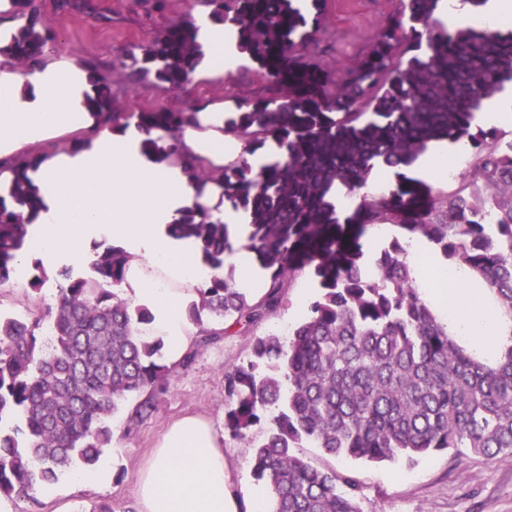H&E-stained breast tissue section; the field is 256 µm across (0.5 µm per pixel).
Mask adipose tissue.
Returning a JSON list of instances; mask_svg holds the SVG:
<instances>
[{
  "mask_svg": "<svg viewBox=\"0 0 512 512\" xmlns=\"http://www.w3.org/2000/svg\"><path fill=\"white\" fill-rule=\"evenodd\" d=\"M195 25L204 53L200 71L234 70L240 58L234 29L207 15L197 16ZM90 93L88 73L75 62L48 65L31 76L0 69V160L63 134L77 115L91 132L87 148L44 156L30 172L41 209L27 244L49 266L80 261L91 240L102 235L123 245L132 256L126 295L154 316L141 333L162 339L176 360L189 349L195 331L186 312L198 298L197 260L189 243L174 242L167 227L197 204L231 229L241 222L225 213L218 184L196 191L176 160L146 155L145 135L136 127L99 129L88 107ZM178 140L181 155L222 169L223 105L196 108ZM414 276L422 297L471 352L490 356L512 346V333L485 300L486 289L459 266L430 268L418 260ZM226 480L218 434L203 419L184 417L166 433L143 472L139 512H242Z\"/></svg>",
  "mask_w": 512,
  "mask_h": 512,
  "instance_id": "ef3b65f1",
  "label": "adipose tissue"
}]
</instances>
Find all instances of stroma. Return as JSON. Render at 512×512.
Returning <instances> with one entry per match:
<instances>
[{
    "label": "stroma",
    "instance_id": "obj_1",
    "mask_svg": "<svg viewBox=\"0 0 512 512\" xmlns=\"http://www.w3.org/2000/svg\"><path fill=\"white\" fill-rule=\"evenodd\" d=\"M88 2L86 13L67 14L57 10V0H34L43 23L59 35L47 47L44 60L56 64L83 59L100 62L120 111L189 112L198 104L220 101L225 111L231 112L238 100H261L276 89L274 80L245 58L230 74L195 76L175 91L152 79L133 76L127 52L152 42L169 26L194 21L205 10L203 0ZM400 10V0H321L322 24L311 36L300 65L318 69L327 90H334L337 80L360 64L381 28ZM110 244L105 237L94 239L81 262L61 261L45 272L39 268L40 256L29 253L21 264L22 275H11L0 285V311L23 313L54 304L62 272L75 278H95V254ZM311 294L308 275H300L277 315L245 329L232 328L201 348L193 363L179 370L166 390L156 393L152 416L134 432H127L124 413L114 414L110 419L112 443L104 450L111 460L106 483L79 486L63 472L35 499L0 500V512H58L64 505L70 512H91L103 501L111 502L115 512H135L143 465L168 426L186 415L206 418L222 432L229 482L241 504H249L262 485L252 476L246 441L224 432V370L250 359L254 337L294 325L306 312ZM295 452L318 468L356 479L362 512H512V453L507 451L492 457L462 458L451 450L436 451L411 466L333 457L308 442L298 445Z\"/></svg>",
    "mask_w": 512,
    "mask_h": 512
}]
</instances>
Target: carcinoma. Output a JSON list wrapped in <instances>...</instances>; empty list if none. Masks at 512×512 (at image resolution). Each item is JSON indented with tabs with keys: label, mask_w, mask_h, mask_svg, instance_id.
<instances>
[{
	"label": "carcinoma",
	"mask_w": 512,
	"mask_h": 512,
	"mask_svg": "<svg viewBox=\"0 0 512 512\" xmlns=\"http://www.w3.org/2000/svg\"><path fill=\"white\" fill-rule=\"evenodd\" d=\"M211 16L235 27L238 49L287 85L274 96L243 100L224 113V135L240 148L216 179L201 160L186 174L212 179L224 201L248 216L244 248L255 255L258 287L242 283L228 258L239 250L229 225L203 207L189 208L170 236L191 239L209 270L188 317L201 339L168 363L160 340L141 336L151 310L116 292L126 280L127 251L96 254L95 280H68L57 302L35 317L0 318V498H35L58 474L95 464L112 440L109 419L127 408V431L154 410L155 394L200 347L226 332L208 318L238 326L261 322L283 306L302 272L316 289L288 335L253 340V360L224 370V429L250 445L252 475L268 490L265 512H360L357 486L293 452L308 440L325 453L372 463L433 451L493 456L512 452V346L495 361L472 355L448 333L411 276L409 249L424 245L466 268L490 289L512 327V138L484 116V101L512 84V26L474 24L451 30L442 0H403L366 58L332 93L314 71H292L319 17L304 0H206ZM25 23L0 55L38 68L56 34L33 0H12ZM201 46L191 22L164 29L130 67L167 89L195 72ZM92 111L100 125L146 134L143 148L173 157L186 112H120L100 65L87 60ZM273 142L278 159L253 158ZM463 143L472 173L451 193L408 176L436 142ZM17 164L0 196V283L9 275L37 214L27 172ZM0 166V171L6 169ZM390 171L395 182L373 181ZM397 233L364 251L378 226ZM54 335L42 336L44 324ZM267 363L272 374L258 372ZM256 427L264 437L253 439Z\"/></svg>",
	"instance_id": "carcinoma-1"
}]
</instances>
